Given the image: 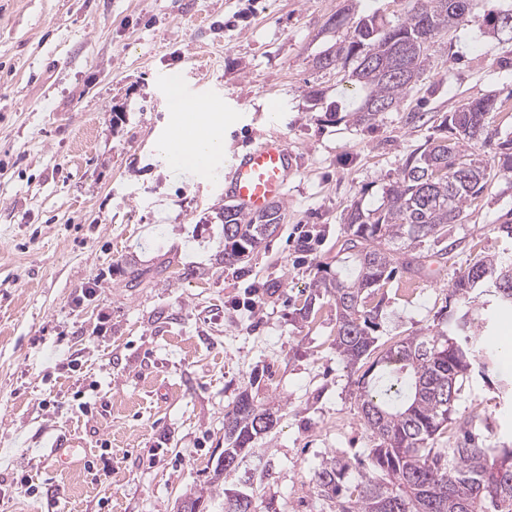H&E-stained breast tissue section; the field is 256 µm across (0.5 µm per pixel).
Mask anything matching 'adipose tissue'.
I'll use <instances>...</instances> for the list:
<instances>
[{
	"instance_id": "adipose-tissue-1",
	"label": "adipose tissue",
	"mask_w": 512,
	"mask_h": 512,
	"mask_svg": "<svg viewBox=\"0 0 512 512\" xmlns=\"http://www.w3.org/2000/svg\"><path fill=\"white\" fill-rule=\"evenodd\" d=\"M186 119L195 127L192 139L165 144L164 150L173 168L183 169L203 164L205 170L215 171L224 156L223 118L209 111L205 105H196Z\"/></svg>"
}]
</instances>
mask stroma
<instances>
[{"instance_id": "stroma-1", "label": "stroma", "mask_w": 512, "mask_h": 512, "mask_svg": "<svg viewBox=\"0 0 512 512\" xmlns=\"http://www.w3.org/2000/svg\"><path fill=\"white\" fill-rule=\"evenodd\" d=\"M511 9L474 0L397 107L360 124L354 61L316 60L347 34L336 15L394 22L402 0H0V512H176L199 490L222 512L210 479L224 411L247 388L280 414L257 441L274 462L257 507L332 512L314 467L356 464L375 440L334 348L335 304L315 283L341 265L350 204L376 207L461 104L495 96L489 131L512 138V43L484 22ZM170 77L219 98L226 157L269 137L296 153L284 218L244 269L224 265L221 176L171 169L161 149ZM502 224L512 173L426 247L424 272L385 285L379 343L434 328L476 255L512 254ZM131 263L147 272L135 288ZM472 308L477 334L507 344L456 413L487 447L512 444L499 383L512 373V308ZM54 446L74 449L68 465Z\"/></svg>"}]
</instances>
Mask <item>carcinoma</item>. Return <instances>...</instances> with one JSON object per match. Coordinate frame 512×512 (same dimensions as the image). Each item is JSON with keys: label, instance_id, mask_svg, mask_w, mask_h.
Listing matches in <instances>:
<instances>
[{"label": "carcinoma", "instance_id": "1", "mask_svg": "<svg viewBox=\"0 0 512 512\" xmlns=\"http://www.w3.org/2000/svg\"><path fill=\"white\" fill-rule=\"evenodd\" d=\"M472 2L406 0L396 22L374 15L360 19L316 64L328 69L343 58L358 59L351 80L364 96L353 112L357 121L369 123L399 103L428 66L437 35L466 21ZM508 17L512 11L485 23L491 33L512 41V28L503 29ZM496 105L491 96L461 105L442 122L451 135L410 156L377 207L365 211L354 203L342 251L357 262L356 270L317 281V290L336 305V353L354 372L371 360L357 380L358 409L377 440L354 482L349 463L340 457L314 468L317 495L333 512H512V448L484 447L472 420L453 417L474 368L493 366L489 348L472 330V312L442 311L436 329L412 331L386 349L374 335L381 315L375 298L392 278L398 246L447 237L448 226L459 223L488 189V164L512 172V139L496 143L489 161L470 151L474 141L491 144L486 119ZM282 216L278 202L256 215L224 207V266L245 262L276 232ZM477 293L512 307V256H476L449 289V297L465 304ZM279 421L277 412L246 390L224 413V470H214L229 481L224 512H256L257 483L269 475L270 461L255 444ZM450 426L459 438L437 447Z\"/></svg>", "mask_w": 512, "mask_h": 512}]
</instances>
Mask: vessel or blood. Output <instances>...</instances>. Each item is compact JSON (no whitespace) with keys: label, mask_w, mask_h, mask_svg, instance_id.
Returning <instances> with one entry per match:
<instances>
[{"label":"vessel or blood","mask_w":512,"mask_h":512,"mask_svg":"<svg viewBox=\"0 0 512 512\" xmlns=\"http://www.w3.org/2000/svg\"><path fill=\"white\" fill-rule=\"evenodd\" d=\"M294 170V153L282 140L272 138L232 158L224 192L243 212L252 214L285 198Z\"/></svg>","instance_id":"obj_1"}]
</instances>
